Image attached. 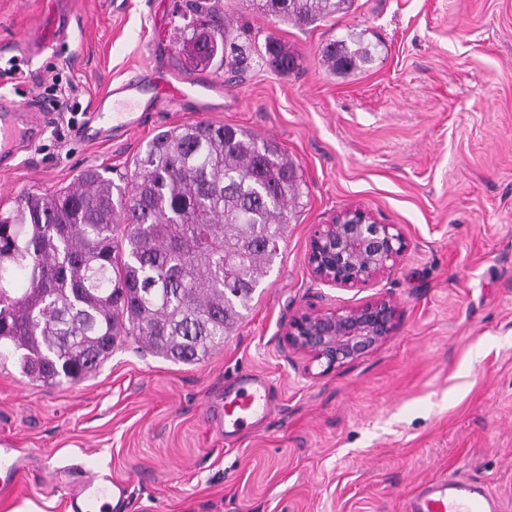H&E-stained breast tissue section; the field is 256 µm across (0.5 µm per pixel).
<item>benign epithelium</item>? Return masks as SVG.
I'll use <instances>...</instances> for the list:
<instances>
[{
    "instance_id": "benign-epithelium-1",
    "label": "benign epithelium",
    "mask_w": 512,
    "mask_h": 512,
    "mask_svg": "<svg viewBox=\"0 0 512 512\" xmlns=\"http://www.w3.org/2000/svg\"><path fill=\"white\" fill-rule=\"evenodd\" d=\"M405 239L394 224L352 206L318 225L306 254L313 276L328 285L365 284L397 266ZM396 307L385 298L342 311L297 312L288 322V347L309 357L326 375L344 368L385 342L394 330Z\"/></svg>"
}]
</instances>
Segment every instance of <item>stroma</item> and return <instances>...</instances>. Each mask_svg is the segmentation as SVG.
I'll return each instance as SVG.
<instances>
[{
  "instance_id": "35a3bbf8",
  "label": "stroma",
  "mask_w": 512,
  "mask_h": 512,
  "mask_svg": "<svg viewBox=\"0 0 512 512\" xmlns=\"http://www.w3.org/2000/svg\"><path fill=\"white\" fill-rule=\"evenodd\" d=\"M49 0H0V46L28 36ZM67 43L0 78V95L36 81L53 119L0 171V212L51 193L85 169L112 179L160 130L199 121L275 141L299 168L301 194L250 310L204 362L175 364L128 343L84 380H31L0 356V440L25 449L19 491L0 512H67L68 473L127 481L126 512H401L424 481H483L512 512V0H354L316 25L274 22L248 0H220L254 49L274 35L299 56L280 74L184 71L175 41L184 0H59ZM361 33L373 58L347 74L321 50ZM144 66L219 83L207 111L144 113L128 136L77 142L94 100ZM75 86L57 111L52 77ZM402 232L407 249L367 284L334 287L306 261L318 225L349 206ZM390 299V338L319 374L283 340L305 308ZM277 387L272 413L224 439V388L241 373Z\"/></svg>"
}]
</instances>
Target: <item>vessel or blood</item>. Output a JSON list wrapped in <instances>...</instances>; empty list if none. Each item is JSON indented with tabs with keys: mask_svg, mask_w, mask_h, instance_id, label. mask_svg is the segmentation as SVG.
<instances>
[{
	"mask_svg": "<svg viewBox=\"0 0 512 512\" xmlns=\"http://www.w3.org/2000/svg\"><path fill=\"white\" fill-rule=\"evenodd\" d=\"M70 25L62 12L43 18L34 35L23 45L11 48L14 59L30 64L45 49L59 47ZM218 84H200L168 71L142 69L97 98L85 126L76 127L75 138H83L86 126L96 129L98 140L115 139L139 125L135 109L162 112L174 105L206 106L209 98L222 94ZM48 113L35 99L18 102L0 96V168L31 147L43 132ZM273 397L271 383L258 375L233 379L224 392V421L233 430L252 426L268 413ZM22 472L19 449L0 448V497L8 498L17 489ZM79 490L69 499V512H123L128 499L125 482L100 473L81 474ZM402 512H504L502 500L481 482L444 476L423 482L406 500Z\"/></svg>",
	"mask_w": 512,
	"mask_h": 512,
	"instance_id": "1",
	"label": "vessel or blood"
}]
</instances>
